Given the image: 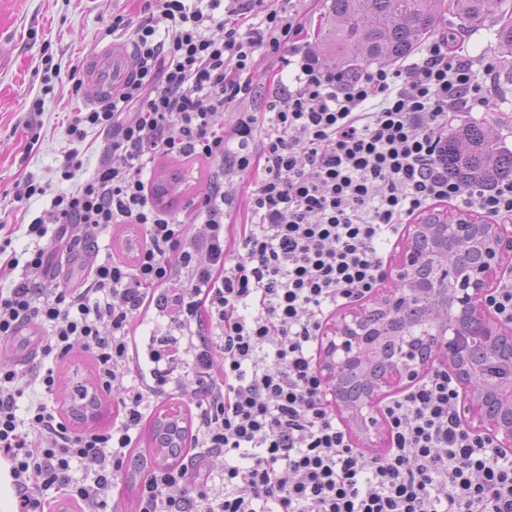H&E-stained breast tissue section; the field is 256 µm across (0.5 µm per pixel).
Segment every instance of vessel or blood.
I'll return each mask as SVG.
<instances>
[{
  "instance_id": "b4317fda",
  "label": "vessel or blood",
  "mask_w": 512,
  "mask_h": 512,
  "mask_svg": "<svg viewBox=\"0 0 512 512\" xmlns=\"http://www.w3.org/2000/svg\"><path fill=\"white\" fill-rule=\"evenodd\" d=\"M134 68V47L119 40L93 53L89 58L84 79L91 93L89 102L96 103L120 90ZM39 337L34 326H25L8 348L0 347V359L29 360L36 354Z\"/></svg>"
}]
</instances>
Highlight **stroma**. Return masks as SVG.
Wrapping results in <instances>:
<instances>
[{"instance_id":"obj_1","label":"stroma","mask_w":512,"mask_h":512,"mask_svg":"<svg viewBox=\"0 0 512 512\" xmlns=\"http://www.w3.org/2000/svg\"><path fill=\"white\" fill-rule=\"evenodd\" d=\"M148 0H0V42L7 61L0 66V220L13 225L12 235H0V247L23 255L31 239L26 234L31 216L50 208L53 195L74 190L94 168L106 138L89 130L91 148L75 179L62 180L58 158L68 146L67 126L84 98L71 94L68 80L96 49L112 43L107 28L115 15L133 20L148 15ZM51 56L64 78L49 94H42V59ZM43 96L42 111L28 109ZM459 122L491 127L502 145L512 149V86L496 90L491 110L460 112ZM37 144H29L31 133ZM46 187V195H29V183Z\"/></svg>"}]
</instances>
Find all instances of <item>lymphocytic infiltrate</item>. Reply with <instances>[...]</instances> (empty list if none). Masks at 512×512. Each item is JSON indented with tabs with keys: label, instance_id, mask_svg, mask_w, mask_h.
I'll return each instance as SVG.
<instances>
[{
	"label": "lymphocytic infiltrate",
	"instance_id": "lymphocytic-infiltrate-1",
	"mask_svg": "<svg viewBox=\"0 0 512 512\" xmlns=\"http://www.w3.org/2000/svg\"><path fill=\"white\" fill-rule=\"evenodd\" d=\"M150 5L157 18L112 19L131 33L132 78L67 128L65 180L83 166L88 131L108 136L92 176L29 222L26 262L0 263L19 273L0 290V343L33 320L44 330L37 368L0 362V459L16 512H106L178 366L195 383L193 452L149 471L137 512H512V454L468 431L446 367L384 404L389 446L374 456L354 446L318 370L324 325L385 282L383 248L403 224L438 202L512 220V181L460 186L442 157L449 114L488 108L479 75L491 63L443 31L402 66L339 73L307 50L291 0ZM259 52L293 78L265 111H245ZM163 157L209 166L208 191L179 217L150 190ZM230 168L255 176L241 224L223 191ZM120 227L140 235L130 258L105 254L81 287L54 286L59 245ZM152 309L166 330L142 345L134 327ZM76 348L99 390L120 392L108 427L78 431L63 416L58 364Z\"/></svg>",
	"mask_w": 512,
	"mask_h": 512
}]
</instances>
